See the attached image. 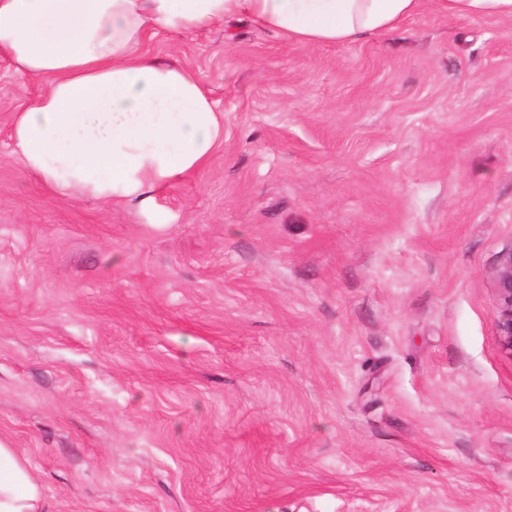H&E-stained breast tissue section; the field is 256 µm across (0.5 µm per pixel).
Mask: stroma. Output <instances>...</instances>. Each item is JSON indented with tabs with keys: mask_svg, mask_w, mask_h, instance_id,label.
<instances>
[{
	"mask_svg": "<svg viewBox=\"0 0 512 512\" xmlns=\"http://www.w3.org/2000/svg\"><path fill=\"white\" fill-rule=\"evenodd\" d=\"M146 48L224 138L115 204L25 166L0 55V440L49 512H512V19ZM497 289L502 302L498 336L503 346L512 351V251L505 255L496 274Z\"/></svg>",
	"mask_w": 512,
	"mask_h": 512,
	"instance_id": "stroma-1",
	"label": "stroma"
}]
</instances>
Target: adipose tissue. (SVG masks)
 I'll use <instances>...</instances> for the list:
<instances>
[{"label": "adipose tissue", "instance_id": "ef3b65f1", "mask_svg": "<svg viewBox=\"0 0 512 512\" xmlns=\"http://www.w3.org/2000/svg\"><path fill=\"white\" fill-rule=\"evenodd\" d=\"M423 0H0V54L44 83L21 106L15 146L57 192L126 200L195 171L224 136L197 76L145 49L158 31L242 16L298 43L393 32ZM457 17L512 18V0H436ZM24 460L0 441V512H47Z\"/></svg>", "mask_w": 512, "mask_h": 512}]
</instances>
